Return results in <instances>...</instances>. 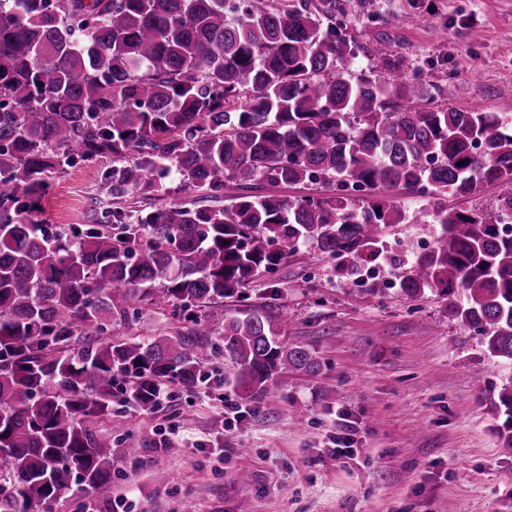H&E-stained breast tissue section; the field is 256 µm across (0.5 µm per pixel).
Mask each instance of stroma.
<instances>
[{"label": "stroma", "instance_id": "1", "mask_svg": "<svg viewBox=\"0 0 512 512\" xmlns=\"http://www.w3.org/2000/svg\"><path fill=\"white\" fill-rule=\"evenodd\" d=\"M352 36L365 67L381 49L418 70L438 102L512 119V0H353ZM109 159L77 162L53 178L50 224H75L112 198ZM390 238L412 259L433 238V206L409 193ZM271 304L289 315L286 339L314 351L318 376L292 379L281 396L254 400L224 382L232 366L162 406L113 403L99 427L112 436V484L73 490L53 512H512V448L502 447L499 394L512 370L481 336L448 316L434 293L363 289L305 248L247 286L239 308ZM186 317L143 309L116 336L189 332ZM241 406L224 426V401ZM356 424L352 458L331 456L338 416ZM179 443L165 452L164 440ZM248 480H239V472Z\"/></svg>", "mask_w": 512, "mask_h": 512}]
</instances>
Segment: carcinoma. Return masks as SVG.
Wrapping results in <instances>:
<instances>
[{
    "instance_id": "obj_1",
    "label": "carcinoma",
    "mask_w": 512,
    "mask_h": 512,
    "mask_svg": "<svg viewBox=\"0 0 512 512\" xmlns=\"http://www.w3.org/2000/svg\"><path fill=\"white\" fill-rule=\"evenodd\" d=\"M351 6L338 21L336 0H0V512L110 485L112 436L95 427L112 402L193 388L220 348L249 398L279 395L290 368L319 373L285 341L288 315L221 306L308 244L341 276L377 263L410 298L448 297L512 365V194L440 203L512 183V121L422 103L389 51L351 70ZM103 157L116 202L172 200L46 224L50 178ZM259 180L320 190L247 193ZM226 182L242 189L227 202ZM401 191L434 202V245L408 263L388 246ZM144 305L208 309L175 339L99 340ZM500 401L512 448L511 388ZM512 191L511 184H493L484 188L483 193L479 196H474L468 200L460 201L453 197L448 196V199L442 200L448 207H475L478 206L485 196H497L499 194H508Z\"/></svg>"
}]
</instances>
